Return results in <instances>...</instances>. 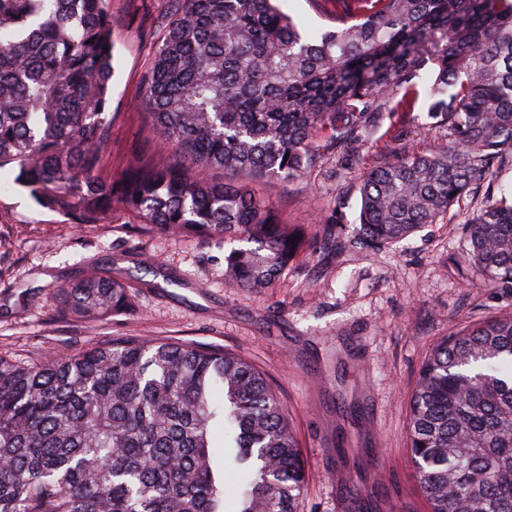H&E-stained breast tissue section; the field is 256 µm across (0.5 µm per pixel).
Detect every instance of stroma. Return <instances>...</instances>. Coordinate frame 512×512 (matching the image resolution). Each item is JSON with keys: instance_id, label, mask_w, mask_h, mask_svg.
I'll use <instances>...</instances> for the list:
<instances>
[{"instance_id": "35a3bbf8", "label": "stroma", "mask_w": 512, "mask_h": 512, "mask_svg": "<svg viewBox=\"0 0 512 512\" xmlns=\"http://www.w3.org/2000/svg\"><path fill=\"white\" fill-rule=\"evenodd\" d=\"M172 0H111L115 72L112 137L101 172L166 164L139 81L163 35ZM413 112L384 119L362 157H327L307 181H259L282 219L307 229L335 223L353 237L358 178L385 147L430 152L446 128ZM465 208L452 207L381 249H337L318 240L273 287L224 282V248L157 231L133 214L80 226L0 182V357L22 363L118 337L174 340L237 353L266 376L288 411L307 475L299 512H429L407 447L410 400L437 343L468 322L512 314V288L490 291L461 250ZM90 275L125 281L122 312L78 319L61 309L57 284ZM175 277L180 287L168 288Z\"/></svg>"}]
</instances>
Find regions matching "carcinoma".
Here are the masks:
<instances>
[{"label":"carcinoma","mask_w":512,"mask_h":512,"mask_svg":"<svg viewBox=\"0 0 512 512\" xmlns=\"http://www.w3.org/2000/svg\"><path fill=\"white\" fill-rule=\"evenodd\" d=\"M337 27L303 34L275 0H174L142 78L173 161L100 175L112 134L109 0H0V170L74 224L121 209L219 243L224 281L261 291L303 239L236 182L307 178L320 148L361 152L424 77L448 129L359 183L352 239L376 248L435 224L480 185L465 249L486 288H512V0H310ZM221 170L227 181L214 183ZM79 318L130 305L127 285L56 286ZM230 440L217 442L214 428ZM408 447L431 512H512V315L472 324L422 364ZM245 476L235 512H297L305 468L288 414L245 358L122 337L41 364L0 358V512H226L224 466Z\"/></svg>","instance_id":"cac0c4a2"}]
</instances>
